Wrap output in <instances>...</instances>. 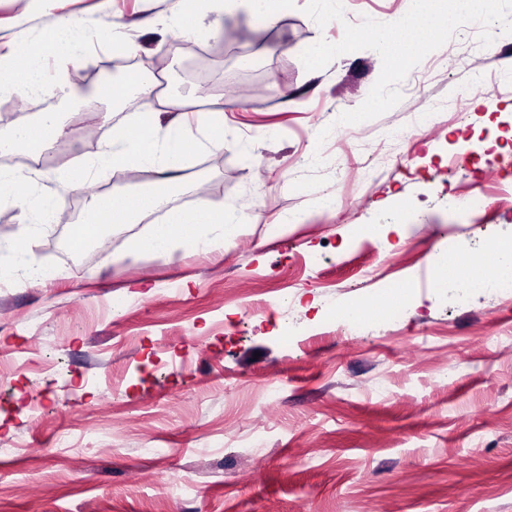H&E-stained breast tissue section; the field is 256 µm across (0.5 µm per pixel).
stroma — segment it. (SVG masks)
I'll list each match as a JSON object with an SVG mask.
<instances>
[{"label": "stroma", "instance_id": "35a3bbf8", "mask_svg": "<svg viewBox=\"0 0 512 512\" xmlns=\"http://www.w3.org/2000/svg\"><path fill=\"white\" fill-rule=\"evenodd\" d=\"M174 3L0 0V54L61 17L86 36L84 59L45 60L52 79L16 100L14 122L40 104L92 125L99 101L65 99L78 71L115 57L116 34L131 57L177 42L160 26ZM306 4L268 25L202 0L240 39L202 82L182 51L166 62L173 94L234 103L223 150L200 147L185 187L207 184L240 219L223 252L133 254L112 228L58 250L54 226L34 225L49 278L0 283V355L23 360L0 384V512H512V296L478 269L447 276L460 254L512 247V49L488 62L480 25H464L395 107L341 125L380 55L309 71L301 52L345 23L391 22L406 0H343L344 21L323 27ZM428 100L440 117L426 130ZM471 151L479 162L452 165ZM317 154L327 184L294 190ZM253 298L269 317L246 313ZM376 300L387 314L342 336L339 310Z\"/></svg>", "mask_w": 512, "mask_h": 512}]
</instances>
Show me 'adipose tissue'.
Instances as JSON below:
<instances>
[{
    "label": "adipose tissue",
    "mask_w": 512,
    "mask_h": 512,
    "mask_svg": "<svg viewBox=\"0 0 512 512\" xmlns=\"http://www.w3.org/2000/svg\"><path fill=\"white\" fill-rule=\"evenodd\" d=\"M74 29L72 18H60L37 39L19 41L9 54L0 55V95L38 96L45 87L42 64L47 54L55 53L70 60L82 58V43L71 37ZM94 95L111 103L134 95L143 100L144 106L125 130L116 129L110 115H103L94 125L99 135V151L67 171L66 181L84 191L90 199V206L73 237L74 246H82L104 228L134 224L161 210L166 211V219L151 225L147 236L133 239L132 252L163 256L183 242L208 252L235 238L239 227L226 220L223 204L204 201L198 210L186 215L169 208L172 197L181 187L180 174L187 168L198 141L192 137L186 122L165 123L161 117L167 112L184 111L190 105L189 99L161 88L158 79L146 80L136 74L120 88L106 82L98 84ZM62 134L57 113L42 112L31 122L0 127V152L33 151ZM127 166L152 173L150 187L115 197L99 194L100 183L113 171ZM34 185V179L24 180L15 170L0 168V201L13 200L27 223L52 224L57 197L49 191H35Z\"/></svg>",
    "instance_id": "1"
}]
</instances>
